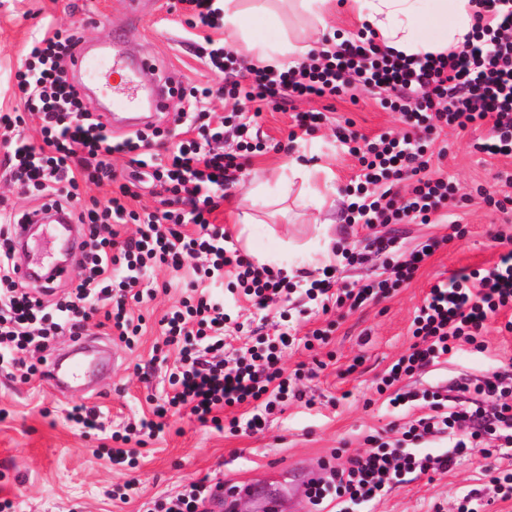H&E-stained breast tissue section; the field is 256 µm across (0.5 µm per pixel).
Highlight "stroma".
<instances>
[{"instance_id":"1","label":"stroma","mask_w":512,"mask_h":512,"mask_svg":"<svg viewBox=\"0 0 512 512\" xmlns=\"http://www.w3.org/2000/svg\"><path fill=\"white\" fill-rule=\"evenodd\" d=\"M123 0H0V112L20 106L13 76L31 37L53 26L75 29L90 42L111 41L124 21ZM278 24L264 34L270 44L283 36L318 45L336 34L357 33L361 21L344 9L325 15L323 23L292 10L287 0H277ZM180 8L147 11L131 51L149 57L161 78L182 86L216 82L205 65L198 44L187 42ZM321 112L325 118L306 140L289 142L295 116ZM351 122L353 131L374 137L401 129L397 113L384 110L376 95L296 101L286 109H265L260 120L262 147L250 153L240 181L225 190L216 212L217 224L231 227L236 215L251 210L260 220L259 232L281 238L284 249L277 259L289 277L318 273L322 266L311 261L318 241L330 247H363L366 237H396L406 249L431 236H448L447 244L426 259L412 280L386 300L358 311L322 313L305 299L272 304L264 314L265 330L286 327L297 341L282 350L286 371L301 370L299 387L304 401H289L277 408L261 429L252 433L216 431L188 414H168L162 432L144 444L126 445L136 461L133 470L112 467L108 455L116 443L113 432L149 414L168 389L166 370L174 364L178 349L164 344L158 321L177 304L178 283L187 281V270L157 268L153 275L154 299L136 306L146 320L147 331L134 346L113 340L117 363L111 376L102 378L89 392L62 396L38 378L0 373V502L10 501L11 512H140L143 503L179 491L183 485L207 477L224 487H240L266 479L270 467L290 470L301 466L323 467L334 449L352 455L364 451L365 439L385 434L391 417L376 381L387 366L410 346L411 321L430 285L463 268H479L493 262L500 250L497 233L512 236L505 213L488 208L479 188L495 187L499 196H511L512 187L497 182L498 172L512 174V157H491L476 150L488 134L487 127L440 131L428 173L455 183L470 201L460 208L461 234L451 237L447 218L435 224H380L369 230L344 221L349 202L346 190L360 172L357 157L336 140L338 125ZM301 165L317 170L316 186L324 188L323 209H300L291 201H271L250 206L247 196L255 186L257 169L276 182L288 168ZM332 326L327 344L309 351L299 345L309 331ZM482 339L484 352L465 347L455 360L431 367L416 379L417 388L460 375L483 377L512 365V332L502 323L489 322ZM76 405L99 408L104 429L76 425L67 417ZM511 470L512 456H469L452 470L421 476L396 485L372 505V512H456L459 498L468 490L483 488V468ZM133 490H125L128 479Z\"/></svg>"}]
</instances>
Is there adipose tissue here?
I'll use <instances>...</instances> for the list:
<instances>
[{"mask_svg": "<svg viewBox=\"0 0 512 512\" xmlns=\"http://www.w3.org/2000/svg\"><path fill=\"white\" fill-rule=\"evenodd\" d=\"M452 3V10L442 9L425 17L419 0H344L345 7L366 17L386 46L407 54L442 52L464 42L472 28L474 6L471 0H452ZM222 8L225 40L243 37L256 50L260 62L269 64L274 56L303 55L309 50L308 45L288 41L277 54H269L262 29L272 15L271 10L242 8L236 0H223ZM425 26L437 29L438 38H424L420 30Z\"/></svg>", "mask_w": 512, "mask_h": 512, "instance_id": "ef3b65f1", "label": "adipose tissue"}]
</instances>
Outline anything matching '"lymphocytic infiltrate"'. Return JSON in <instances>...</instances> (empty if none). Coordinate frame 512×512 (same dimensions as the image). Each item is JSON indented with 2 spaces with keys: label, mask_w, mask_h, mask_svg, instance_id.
I'll return each mask as SVG.
<instances>
[{
  "label": "lymphocytic infiltrate",
  "mask_w": 512,
  "mask_h": 512,
  "mask_svg": "<svg viewBox=\"0 0 512 512\" xmlns=\"http://www.w3.org/2000/svg\"><path fill=\"white\" fill-rule=\"evenodd\" d=\"M474 2L471 36L446 52L406 55L382 45L368 28L339 42L323 39L319 49L296 65L277 68L238 60L223 43H216L206 54L207 64L223 76V83L190 87L179 116L193 136L166 149L152 164L143 155L152 141L165 137V130L151 125L114 140L71 83L76 31L49 28L32 38L25 65L15 75L26 111L0 113L10 180L21 192L42 199L44 207L66 210L84 234L75 261L78 272L66 297L53 302L20 287L13 239L20 217L0 209V370L19 367L27 376L41 375L42 365L31 362V355L47 349L56 336L83 335L98 312L121 341L132 343L142 325L129 315L128 302L154 297L155 268L178 270L191 260L193 279L178 306L159 321L165 344L179 348L166 402L155 409L154 419L127 426L125 433L154 436L163 430L162 419L171 408L186 410L201 425L219 431L260 428L267 414L299 392L281 365L278 339L259 338L235 358H225L230 316L210 284L234 274L243 295L259 310L297 292L325 312L333 307L356 310L389 298L442 241L430 238L399 254L394 239L375 237L346 259L360 263L370 255L379 257L386 276L355 288L342 284L332 265L323 268L321 277L301 284L282 271L254 265L228 245L224 229L212 220L219 190L238 182L240 155L254 149L252 124L270 105L283 107L357 89L381 92L382 105L399 113L406 129L369 140L337 128V141L362 165L346 221L368 227L430 223L432 215L458 204L452 182L427 174L434 130L485 124L489 135L478 151L512 155V0ZM217 95L235 100L236 110L226 115L199 111V103ZM28 113L39 121L40 144L30 143L23 133ZM228 127L239 139L234 154L211 147ZM117 154L129 164L149 167L148 176L136 174L118 182L112 165ZM144 183L158 196L160 207L142 215L130 203ZM86 184L109 186L113 192L106 200L85 202L80 190ZM121 224L136 225L135 236L120 239ZM508 310L511 246L487 267L463 269L431 285L412 321L413 343L377 388L392 408L421 400L428 413L403 425L399 439L373 443L345 463L329 466L328 476L308 487L312 504L330 499L338 512H348L352 504L370 507L409 475L452 470L461 455L477 452L479 439L488 433L498 436L499 454H511V369L482 378L464 375L422 391L399 386L403 378L448 362L464 346L483 350L480 336L486 322ZM242 405L247 416L223 420L225 408Z\"/></svg>",
  "instance_id": "lymphocytic-infiltrate-1"
}]
</instances>
